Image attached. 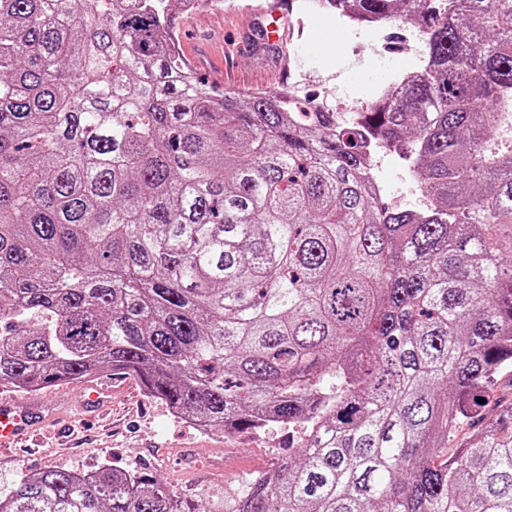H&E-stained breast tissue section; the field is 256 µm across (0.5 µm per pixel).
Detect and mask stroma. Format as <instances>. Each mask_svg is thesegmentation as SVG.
Masks as SVG:
<instances>
[{
  "instance_id": "1",
  "label": "stroma",
  "mask_w": 512,
  "mask_h": 512,
  "mask_svg": "<svg viewBox=\"0 0 512 512\" xmlns=\"http://www.w3.org/2000/svg\"><path fill=\"white\" fill-rule=\"evenodd\" d=\"M247 2L211 0L177 20L180 50L186 58L202 61L197 78L219 91L229 90L224 80L228 73L241 78L240 90L248 93L275 90L300 72V95L320 94L336 107L351 97L370 95L407 63L403 56L360 45L358 28L321 17L294 38L298 54L288 70H279L278 53L262 42L260 23L251 19ZM378 178L383 205L408 204L421 196L415 174L395 156L382 158ZM84 389L80 382L31 393V400L51 408L54 418L42 426L37 452L0 450V489L47 466L89 471L106 463L155 474L183 499L209 512H224L225 488L246 486L288 452L284 428L235 437L217 429L200 432L149 398L128 374L112 385V424L105 428L82 414Z\"/></svg>"
}]
</instances>
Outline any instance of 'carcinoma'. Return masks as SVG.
<instances>
[{
  "mask_svg": "<svg viewBox=\"0 0 512 512\" xmlns=\"http://www.w3.org/2000/svg\"><path fill=\"white\" fill-rule=\"evenodd\" d=\"M342 2L426 30L349 126L188 77L181 0H0V389L123 371L210 430L297 433L224 512H512V0ZM368 143L421 207L379 204ZM0 512L201 509L102 465Z\"/></svg>",
  "mask_w": 512,
  "mask_h": 512,
  "instance_id": "cac0c4a2",
  "label": "carcinoma"
}]
</instances>
